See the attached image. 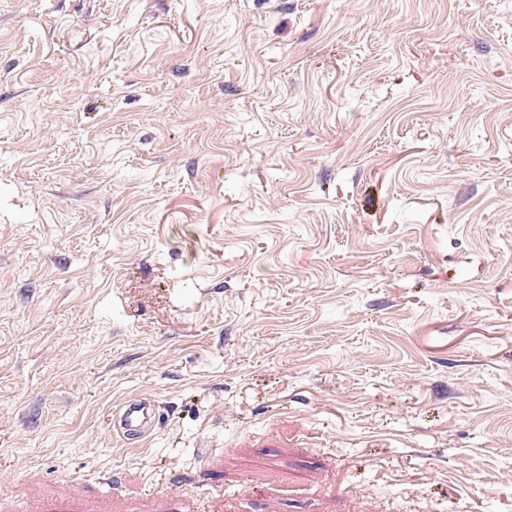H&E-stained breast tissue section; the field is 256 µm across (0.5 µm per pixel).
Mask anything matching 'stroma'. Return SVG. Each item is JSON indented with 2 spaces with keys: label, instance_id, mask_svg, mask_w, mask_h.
<instances>
[{
  "label": "stroma",
  "instance_id": "stroma-1",
  "mask_svg": "<svg viewBox=\"0 0 512 512\" xmlns=\"http://www.w3.org/2000/svg\"><path fill=\"white\" fill-rule=\"evenodd\" d=\"M0 472L512 512V0H0ZM158 404L148 397H133L112 412L114 436L124 444L139 442L153 429L158 416Z\"/></svg>",
  "mask_w": 512,
  "mask_h": 512
}]
</instances>
